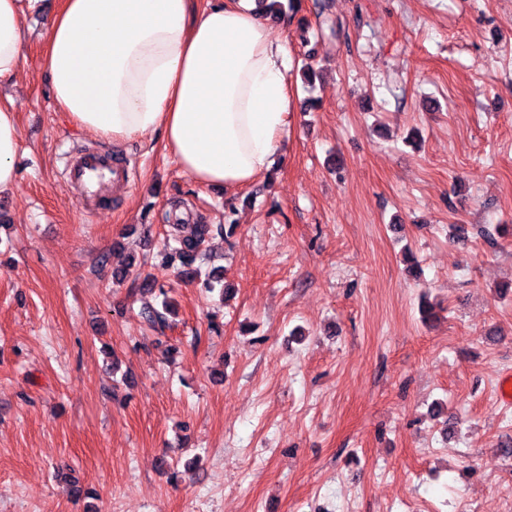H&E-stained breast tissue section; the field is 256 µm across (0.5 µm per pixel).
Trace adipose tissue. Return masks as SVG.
<instances>
[{"label": "adipose tissue", "instance_id": "adipose-tissue-1", "mask_svg": "<svg viewBox=\"0 0 512 512\" xmlns=\"http://www.w3.org/2000/svg\"><path fill=\"white\" fill-rule=\"evenodd\" d=\"M38 0H0V82L18 74L25 18ZM52 98L84 132L119 145L162 132L204 187L265 174L295 110L290 49L254 0H64L46 34ZM18 115L0 102V191L18 180Z\"/></svg>", "mask_w": 512, "mask_h": 512}]
</instances>
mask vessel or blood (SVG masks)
<instances>
[{"instance_id": "1", "label": "vessel or blood", "mask_w": 512, "mask_h": 512, "mask_svg": "<svg viewBox=\"0 0 512 512\" xmlns=\"http://www.w3.org/2000/svg\"><path fill=\"white\" fill-rule=\"evenodd\" d=\"M131 170L126 161L109 151H85L67 156L65 180L82 188V206L99 211L112 201L113 184L129 180Z\"/></svg>"}]
</instances>
